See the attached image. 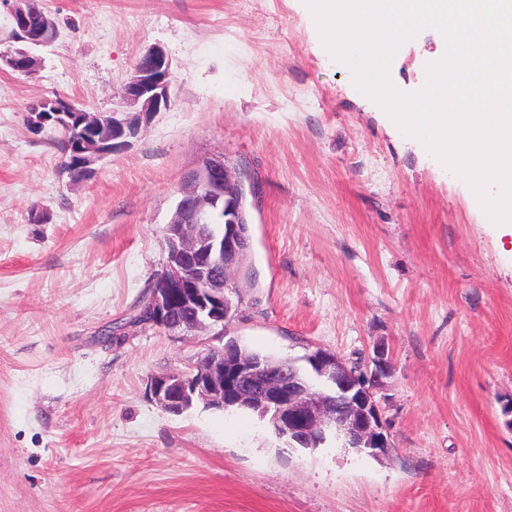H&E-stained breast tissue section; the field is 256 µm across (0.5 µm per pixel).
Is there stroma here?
Instances as JSON below:
<instances>
[{
	"label": "stroma",
	"instance_id": "1",
	"mask_svg": "<svg viewBox=\"0 0 512 512\" xmlns=\"http://www.w3.org/2000/svg\"><path fill=\"white\" fill-rule=\"evenodd\" d=\"M44 4L58 36L37 70L0 69V512H512V238L355 88L303 0ZM153 46L170 108L73 183L27 105L137 118L120 91ZM445 48L432 29L404 43L394 84L420 89ZM216 157L258 186L256 287L220 329L130 325L183 177ZM230 337L300 366L388 343L389 452L154 402L155 375Z\"/></svg>",
	"mask_w": 512,
	"mask_h": 512
}]
</instances>
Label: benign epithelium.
Listing matches in <instances>:
<instances>
[{"mask_svg": "<svg viewBox=\"0 0 512 512\" xmlns=\"http://www.w3.org/2000/svg\"><path fill=\"white\" fill-rule=\"evenodd\" d=\"M15 42L46 46L57 36L49 16L32 25L31 0H5ZM21 75L35 71L38 57L24 48L0 51V65ZM171 62L160 47L141 55L132 76L122 89V98L140 106L146 118L170 106ZM72 111L65 99H40L28 105V123L37 133L54 117ZM83 141L72 159L71 168L87 180L92 163L104 156L96 150L103 134L101 114L82 112ZM138 125L112 118V147H122L125 139L137 134ZM246 189L241 176L222 159L204 161L190 172L178 191L171 220L165 228L167 262L152 281L147 293V309L141 316L155 327L197 331L222 327L237 309L230 298L241 275L240 257L248 252V235L242 202ZM311 375L319 386L298 377L292 366L269 365L242 351L227 353L213 348L191 373L169 372L151 379V398L167 412L180 415L197 400L212 408L228 406L256 411L274 427L288 445L317 448L328 438L342 441L370 456L385 454L390 448L385 423L376 396L391 370L388 344L373 345L366 365H349L336 354L318 349L306 358Z\"/></svg>", "mask_w": 512, "mask_h": 512, "instance_id": "1", "label": "benign epithelium"}]
</instances>
